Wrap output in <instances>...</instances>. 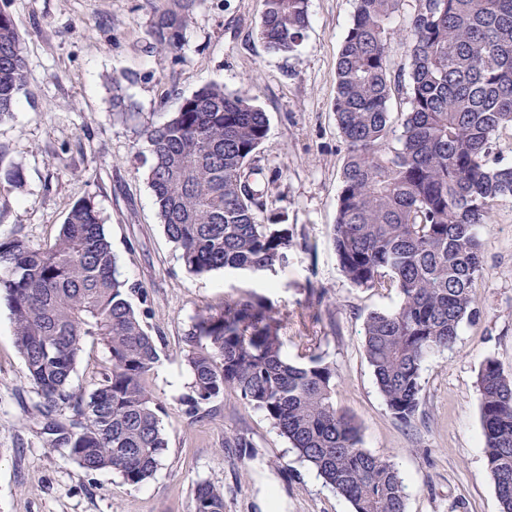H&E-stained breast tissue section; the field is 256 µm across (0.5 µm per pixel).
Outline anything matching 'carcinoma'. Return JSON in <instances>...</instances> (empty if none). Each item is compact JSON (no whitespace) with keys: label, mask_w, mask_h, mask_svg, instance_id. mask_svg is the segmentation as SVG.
Masks as SVG:
<instances>
[{"label":"carcinoma","mask_w":512,"mask_h":512,"mask_svg":"<svg viewBox=\"0 0 512 512\" xmlns=\"http://www.w3.org/2000/svg\"><path fill=\"white\" fill-rule=\"evenodd\" d=\"M168 0L153 20L154 48L177 55L194 6ZM256 36L292 54L309 26L308 0H263ZM354 0L353 22L336 62L333 112L346 145L333 242L340 271L357 288H393L390 312H372L363 348L386 406L404 423L419 406L427 357L450 346L477 315L482 271L478 229L512 201V163L496 152L512 129V0ZM402 38L408 73L393 70L391 40ZM23 37L0 8V123L31 94ZM409 109L396 131L394 93ZM265 112L209 83L140 135L150 146L147 176L168 238L188 272L234 270L266 276L288 264L287 218L267 210L252 160L266 137ZM141 286L120 279L94 200L75 202L53 242L34 248L0 241V301L9 308L29 380L41 397L49 448H66L87 472L110 469L125 483L150 480L168 443L164 408L150 379L157 339L128 300ZM284 318L267 298L226 299L200 311L186 336L192 373L182 398L194 417L231 389L262 411L324 483L354 512H405L394 464L361 447L359 426L336 407V371L316 351L283 355ZM110 367L90 393L72 384L87 342ZM483 448L500 512H512V376L488 358L477 374ZM195 512H224V492L194 490Z\"/></svg>","instance_id":"carcinoma-1"}]
</instances>
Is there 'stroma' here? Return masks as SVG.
<instances>
[{"instance_id": "stroma-1", "label": "stroma", "mask_w": 512, "mask_h": 512, "mask_svg": "<svg viewBox=\"0 0 512 512\" xmlns=\"http://www.w3.org/2000/svg\"><path fill=\"white\" fill-rule=\"evenodd\" d=\"M166 0H9L24 37L30 94L0 123V168L22 169L21 187L0 186V239L50 243L69 207L92 198L121 278L140 284L130 301L158 339L155 393L167 409L168 449L155 475L133 486L111 470L88 473L65 449L49 448L37 420L41 401L15 344L12 316L0 305V512H194V488L224 492V512H260L272 480L285 512H353L299 461L260 410L227 391L203 414H185L191 373L185 338L200 309L252 294L287 321L289 361L319 345L336 369L334 399L360 426L361 446L394 463L406 512H500L482 447L476 380L486 358L512 374V202L481 229V305L454 345L421 373L419 410L398 420L380 395L363 350L370 312L399 304L395 291L352 286L332 241L345 145L332 109L336 59L354 0H309L310 25L295 54L268 52L255 32L263 0H202L179 57L152 47L151 20ZM122 79L128 115L112 116L110 76ZM208 82L254 99L268 117L253 166L267 207L288 216L294 246L277 273H187L166 237L137 131L159 124ZM323 289L312 302L310 287ZM245 437L241 456L227 440Z\"/></svg>"}]
</instances>
